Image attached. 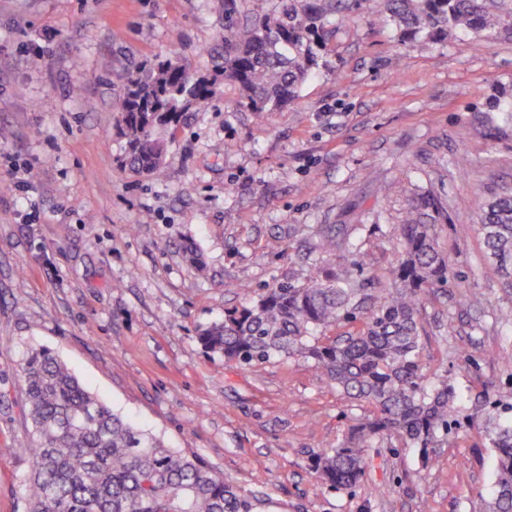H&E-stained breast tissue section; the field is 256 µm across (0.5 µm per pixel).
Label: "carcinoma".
<instances>
[{
  "instance_id": "cac0c4a2",
  "label": "carcinoma",
  "mask_w": 512,
  "mask_h": 512,
  "mask_svg": "<svg viewBox=\"0 0 512 512\" xmlns=\"http://www.w3.org/2000/svg\"><path fill=\"white\" fill-rule=\"evenodd\" d=\"M273 15L245 19L240 0H224V53L215 72L239 90V104L264 119L293 101L318 67L313 44L322 18L359 0H281ZM386 22L402 38L438 39L455 29L492 35L500 15L483 0H389ZM217 78L186 69L175 53L147 70L123 77L119 102L125 163L160 177L178 127L191 110L210 103ZM444 212L432 196L416 199L395 227L400 253L390 285L359 303L352 271L317 268L302 282L282 281L224 310V319L199 332V343L227 362L256 367L274 358L306 360L374 416L350 427L346 437L312 457L331 489L365 475L368 448L396 435L419 450L423 465L448 442V427L462 425L448 376H429L421 363L423 296L448 283L450 264L439 248ZM486 254L512 288V188L493 194L478 211ZM315 251L356 255L349 239L338 241L330 225ZM361 323L347 336L316 337L318 329ZM34 426V470L28 512H255V500L224 481L197 455L186 456L144 431L108 405L47 349L22 367ZM496 452V477L488 512H512V417L474 414Z\"/></svg>"
}]
</instances>
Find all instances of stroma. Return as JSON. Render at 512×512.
<instances>
[{"instance_id":"1","label":"stroma","mask_w":512,"mask_h":512,"mask_svg":"<svg viewBox=\"0 0 512 512\" xmlns=\"http://www.w3.org/2000/svg\"><path fill=\"white\" fill-rule=\"evenodd\" d=\"M385 17L386 0L328 14L314 75L263 121L217 82L153 178L123 163L122 77L172 49L212 72L224 0H0V512L27 510L21 362L34 348L255 495L257 512H481L495 467L482 426L451 430L426 467L385 437L360 485L335 491L311 457L371 406L311 363L243 369L198 341L245 290L307 279L328 224L360 241L354 278L382 287L394 225L430 194L447 216L450 275L423 302L422 361L447 373L465 413L512 405V294L475 220L512 185V123L499 108L512 99V19L490 38L405 42Z\"/></svg>"}]
</instances>
